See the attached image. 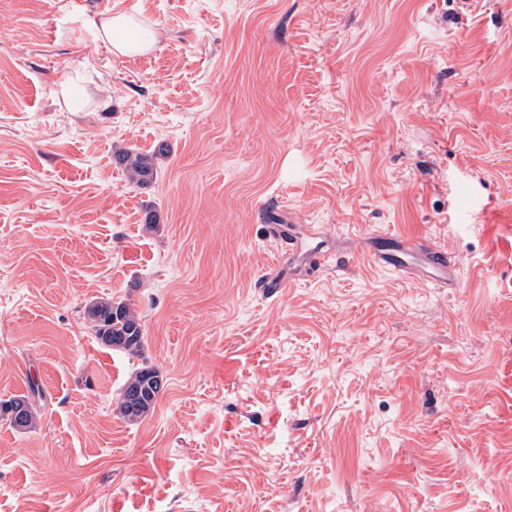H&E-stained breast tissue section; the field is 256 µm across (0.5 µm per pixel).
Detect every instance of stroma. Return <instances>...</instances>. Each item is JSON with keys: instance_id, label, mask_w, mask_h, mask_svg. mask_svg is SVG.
I'll list each match as a JSON object with an SVG mask.
<instances>
[{"instance_id": "stroma-1", "label": "stroma", "mask_w": 512, "mask_h": 512, "mask_svg": "<svg viewBox=\"0 0 512 512\" xmlns=\"http://www.w3.org/2000/svg\"><path fill=\"white\" fill-rule=\"evenodd\" d=\"M106 14L153 49L114 53ZM292 223L428 239L458 282L287 283ZM106 298L165 382L135 424ZM33 382L0 512H512V8L0 0V401ZM129 179L138 186L150 183L157 174L153 157L140 152L125 150L121 158ZM84 314L100 344L136 358L143 355L145 328L130 303L102 299L86 305Z\"/></svg>"}]
</instances>
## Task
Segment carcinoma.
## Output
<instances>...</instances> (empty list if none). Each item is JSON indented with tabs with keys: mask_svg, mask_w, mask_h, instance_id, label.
Returning <instances> with one entry per match:
<instances>
[{
	"mask_svg": "<svg viewBox=\"0 0 512 512\" xmlns=\"http://www.w3.org/2000/svg\"><path fill=\"white\" fill-rule=\"evenodd\" d=\"M129 179L138 186L151 182L157 174L153 158L126 150L121 158ZM85 319L93 336L103 346L139 358L145 349V328L141 317L125 301L102 299L85 306ZM163 389V377L153 364L143 362L126 380L118 404L119 415L137 423L155 407ZM42 398L38 385H29V394L0 402V417L19 430L31 428L35 420L34 403Z\"/></svg>",
	"mask_w": 512,
	"mask_h": 512,
	"instance_id": "cac0c4a2",
	"label": "carcinoma"
}]
</instances>
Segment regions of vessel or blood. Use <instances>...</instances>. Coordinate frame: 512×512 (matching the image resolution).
I'll use <instances>...</instances> for the list:
<instances>
[{"instance_id":"1","label":"vessel or blood","mask_w":512,"mask_h":512,"mask_svg":"<svg viewBox=\"0 0 512 512\" xmlns=\"http://www.w3.org/2000/svg\"><path fill=\"white\" fill-rule=\"evenodd\" d=\"M322 236L319 230L305 239L294 235L284 236L280 244L305 265L318 269L331 257L320 243ZM363 256L399 278L414 279L435 288L447 287L456 270L445 251L425 239H414L390 229L378 232L375 240L367 243Z\"/></svg>"}]
</instances>
